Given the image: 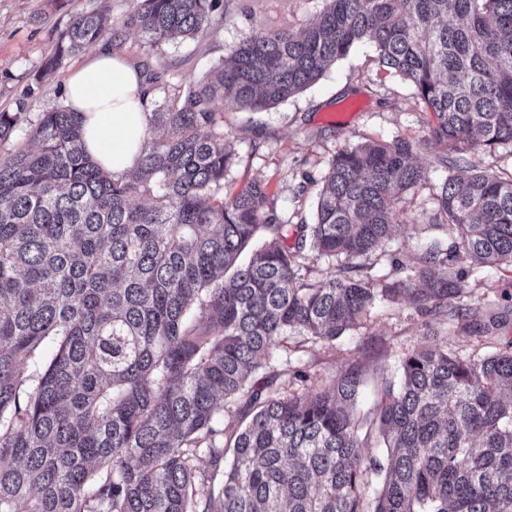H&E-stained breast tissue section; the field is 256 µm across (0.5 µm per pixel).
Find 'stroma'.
Returning a JSON list of instances; mask_svg holds the SVG:
<instances>
[{
	"mask_svg": "<svg viewBox=\"0 0 512 512\" xmlns=\"http://www.w3.org/2000/svg\"><path fill=\"white\" fill-rule=\"evenodd\" d=\"M132 0H0V107L14 106L32 93L31 118H38L62 102L65 73L41 84L33 79L44 59L53 53L70 19L82 12L107 9L123 17ZM324 0H224V13L216 17L210 34L179 44L166 43L146 55L137 32H130L122 49L128 59L150 65L165 64L171 87L201 79L242 39L256 31L299 30L316 20ZM434 117L426 112L414 88L400 75L385 70L371 46L365 45L336 61L323 77L304 92L263 112L224 111V134L236 163L224 181L232 195L252 180L263 181L277 212L291 222L312 219L318 183L340 149L368 139L392 140L401 136L418 144L414 154L427 168L431 182L407 197L405 223L399 224L381 253L361 259V274L392 280V260L417 252L432 239H445L443 229L428 220L436 204L434 182L446 172L437 162L447 144L431 139ZM312 180L306 194H299L303 177ZM469 301L476 320H483L488 301L500 300L512 290V273L483 268L467 278ZM433 328L434 344L464 347L481 355L489 351L488 338L470 334L449 335L448 319L439 313L419 312L403 300L376 304L364 326L330 344L305 336H292L288 349L277 352L276 362L291 360L304 367L321 387H331L339 372L358 361L366 370L360 399L361 413L375 402V386L384 377L398 376L401 361Z\"/></svg>",
	"mask_w": 512,
	"mask_h": 512,
	"instance_id": "stroma-1",
	"label": "stroma"
}]
</instances>
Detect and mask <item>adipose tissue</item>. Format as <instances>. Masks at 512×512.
I'll list each match as a JSON object with an SVG mask.
<instances>
[{
	"mask_svg": "<svg viewBox=\"0 0 512 512\" xmlns=\"http://www.w3.org/2000/svg\"><path fill=\"white\" fill-rule=\"evenodd\" d=\"M65 102L83 120L85 150L115 175L134 170L150 97L140 67L97 47L69 75Z\"/></svg>",
	"mask_w": 512,
	"mask_h": 512,
	"instance_id": "obj_1",
	"label": "adipose tissue"
}]
</instances>
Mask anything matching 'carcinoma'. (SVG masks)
<instances>
[{
	"label": "carcinoma",
	"instance_id": "1",
	"mask_svg": "<svg viewBox=\"0 0 512 512\" xmlns=\"http://www.w3.org/2000/svg\"><path fill=\"white\" fill-rule=\"evenodd\" d=\"M222 4L81 13L34 80L90 46L121 51L132 29L147 54L194 40ZM365 41L454 151L430 216L450 244L392 259L391 282L352 262L429 182L411 141L334 155L311 224L282 219L262 181L224 196L235 154L216 105L269 109ZM30 106L0 109V146L30 126V143L0 154V512H512L511 339L483 356L416 346L399 380L379 382L370 418L357 413L361 363L301 393L284 376L309 375L273 364L287 337L331 344L403 292L469 334L512 322L511 305L474 324L458 266L512 268V174L468 156L512 149V0H325L309 27L251 34L152 99L124 176L85 154L79 113L60 103L32 124ZM321 260L332 274L307 280ZM374 435L386 454H364Z\"/></svg>",
	"mask_w": 512,
	"mask_h": 512
}]
</instances>
